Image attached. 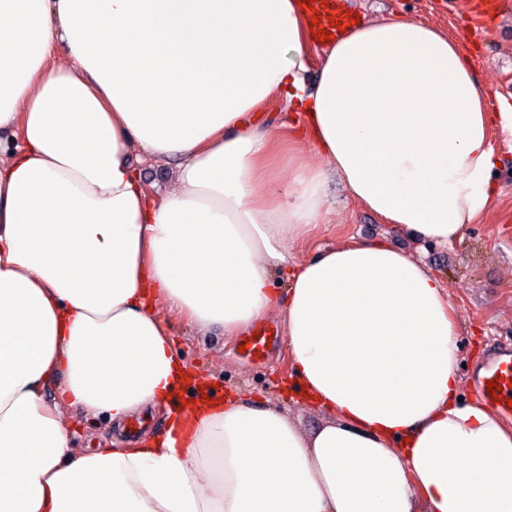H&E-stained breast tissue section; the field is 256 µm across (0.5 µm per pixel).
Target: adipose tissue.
Here are the masks:
<instances>
[{
	"instance_id": "obj_1",
	"label": "adipose tissue",
	"mask_w": 512,
	"mask_h": 512,
	"mask_svg": "<svg viewBox=\"0 0 512 512\" xmlns=\"http://www.w3.org/2000/svg\"><path fill=\"white\" fill-rule=\"evenodd\" d=\"M311 40L299 0H0V512H512V424L459 399L445 284L381 242L289 261L332 176L453 243L498 199L490 135L512 112L422 21L358 24L313 82ZM273 101L299 121L268 128ZM286 138L315 159L282 198ZM137 148L175 160L173 189L149 193ZM161 304L227 336L280 310L327 422L179 403ZM67 407L165 426L85 452Z\"/></svg>"
}]
</instances>
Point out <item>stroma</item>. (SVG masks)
<instances>
[{
	"instance_id": "obj_1",
	"label": "stroma",
	"mask_w": 512,
	"mask_h": 512,
	"mask_svg": "<svg viewBox=\"0 0 512 512\" xmlns=\"http://www.w3.org/2000/svg\"><path fill=\"white\" fill-rule=\"evenodd\" d=\"M361 21L409 16L430 23L457 39L468 55L491 111L512 110V0H345ZM498 164L493 179L500 193L494 208L476 224L465 225L451 245L412 239L394 225L356 204L337 179H330L319 222L298 244L293 256L306 260L320 251L353 240H383L422 257L445 283L458 324L461 395L476 399V374L482 363L512 345V141L493 133ZM176 354L192 377L207 380L220 392L238 389L270 401L308 431L325 421L304 405L288 363L287 338L279 312L263 320L278 337L260 357L240 352V337L204 333L170 312H163ZM76 447L93 449L110 439L106 418L65 412Z\"/></svg>"
}]
</instances>
